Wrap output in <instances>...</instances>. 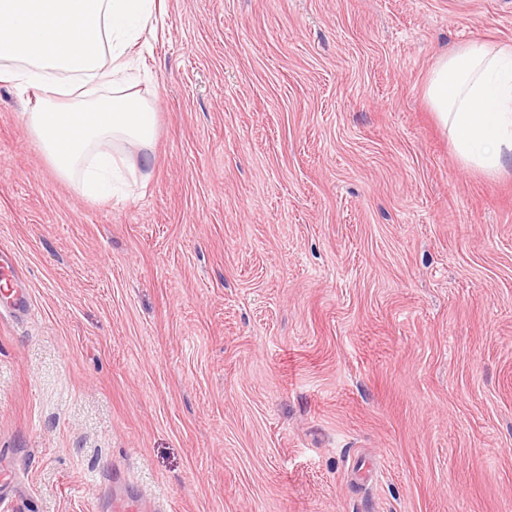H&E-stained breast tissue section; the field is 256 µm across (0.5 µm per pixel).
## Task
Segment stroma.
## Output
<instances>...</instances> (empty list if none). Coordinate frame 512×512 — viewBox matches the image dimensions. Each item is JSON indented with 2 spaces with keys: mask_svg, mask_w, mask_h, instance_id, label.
Returning a JSON list of instances; mask_svg holds the SVG:
<instances>
[{
  "mask_svg": "<svg viewBox=\"0 0 512 512\" xmlns=\"http://www.w3.org/2000/svg\"><path fill=\"white\" fill-rule=\"evenodd\" d=\"M512 0H165L152 164L61 177L0 82V512H512V170L423 83ZM0 252L8 260H4V263L0 264V288L4 290L2 281H5V286L7 288L3 293L5 298L8 300V308L6 309H8V312L12 315H26L31 313L32 309L29 295L22 288H19L16 280L14 279H19V273L13 265V259L9 257L10 254L5 253L4 251ZM2 289L0 290V294ZM6 309L0 310V316L3 315V312Z\"/></svg>",
  "mask_w": 512,
  "mask_h": 512,
  "instance_id": "stroma-1",
  "label": "stroma"
}]
</instances>
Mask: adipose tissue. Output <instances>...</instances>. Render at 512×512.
Listing matches in <instances>:
<instances>
[{
    "label": "adipose tissue",
    "mask_w": 512,
    "mask_h": 512,
    "mask_svg": "<svg viewBox=\"0 0 512 512\" xmlns=\"http://www.w3.org/2000/svg\"><path fill=\"white\" fill-rule=\"evenodd\" d=\"M163 0H0V82L31 88L27 128L90 200L112 196L130 156L147 158L157 118L132 93L131 54ZM425 97L468 168L512 167V46L470 42L439 57Z\"/></svg>",
    "instance_id": "ef3b65f1"
}]
</instances>
